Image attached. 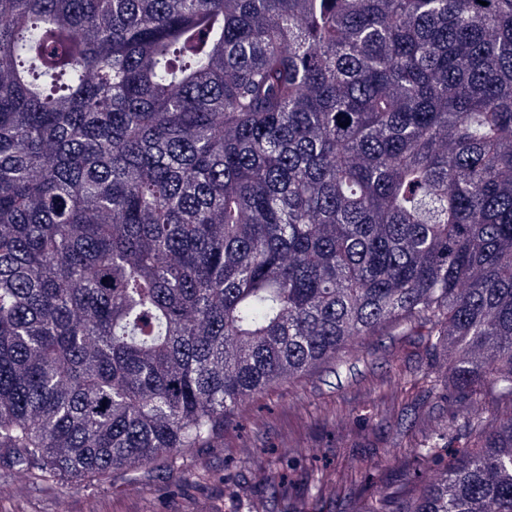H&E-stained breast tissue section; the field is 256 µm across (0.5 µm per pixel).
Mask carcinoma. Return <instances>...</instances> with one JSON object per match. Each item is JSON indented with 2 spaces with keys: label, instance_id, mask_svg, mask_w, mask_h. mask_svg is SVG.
Listing matches in <instances>:
<instances>
[{
  "label": "carcinoma",
  "instance_id": "1",
  "mask_svg": "<svg viewBox=\"0 0 512 512\" xmlns=\"http://www.w3.org/2000/svg\"><path fill=\"white\" fill-rule=\"evenodd\" d=\"M0 0V458L209 448L418 328L505 417L364 512H512V0Z\"/></svg>",
  "mask_w": 512,
  "mask_h": 512
}]
</instances>
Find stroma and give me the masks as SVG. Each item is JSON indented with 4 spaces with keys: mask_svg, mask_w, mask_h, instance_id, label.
Returning a JSON list of instances; mask_svg holds the SVG:
<instances>
[{
    "mask_svg": "<svg viewBox=\"0 0 512 512\" xmlns=\"http://www.w3.org/2000/svg\"><path fill=\"white\" fill-rule=\"evenodd\" d=\"M442 370L425 337L365 336L342 366H324L279 382L239 406L215 448L177 456L173 470L153 468L45 485L27 481L0 499V512H252L275 479L295 484L290 505L314 507L311 488L330 475L339 498L358 507L386 489L428 480L410 465V449L437 446L445 458L469 449L470 427L491 425L501 403L488 388L465 402H441ZM298 472L270 471L283 454Z\"/></svg>",
    "mask_w": 512,
    "mask_h": 512,
    "instance_id": "35a3bbf8",
    "label": "stroma"
}]
</instances>
